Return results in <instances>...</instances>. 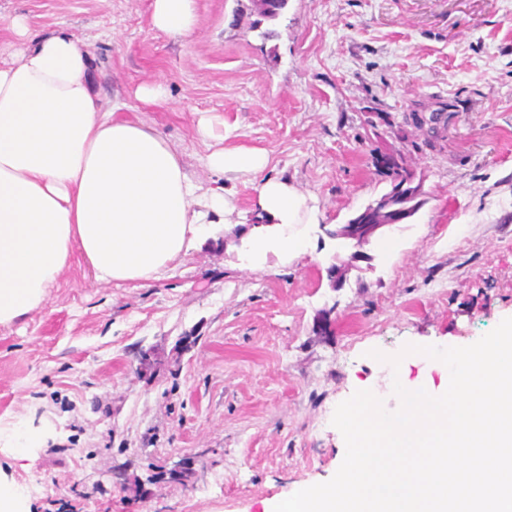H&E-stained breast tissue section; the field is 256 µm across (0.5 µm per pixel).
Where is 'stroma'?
<instances>
[{"instance_id":"1","label":"stroma","mask_w":512,"mask_h":512,"mask_svg":"<svg viewBox=\"0 0 512 512\" xmlns=\"http://www.w3.org/2000/svg\"><path fill=\"white\" fill-rule=\"evenodd\" d=\"M151 3L0 0V47L16 14L76 35L104 106L158 129L202 189L252 216L254 185L206 166L207 113L320 222L262 271L231 252L234 224L149 281H98L76 254L42 308L1 325L0 417L52 429L27 459L0 455L30 512H266L337 472L338 404L370 388L393 410L394 376L439 378L371 350L465 346L512 317V0H288L269 38L250 0H195L187 36L157 30ZM156 79L164 103L138 100ZM385 156L426 203L355 262L326 231L390 190Z\"/></svg>"}]
</instances>
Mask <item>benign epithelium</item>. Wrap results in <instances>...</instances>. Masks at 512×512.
<instances>
[{
  "instance_id": "benign-epithelium-1",
  "label": "benign epithelium",
  "mask_w": 512,
  "mask_h": 512,
  "mask_svg": "<svg viewBox=\"0 0 512 512\" xmlns=\"http://www.w3.org/2000/svg\"><path fill=\"white\" fill-rule=\"evenodd\" d=\"M421 201L420 186L412 177L404 176L389 192L358 210L347 223L334 230L327 229L325 233L362 246L385 230L407 223L416 214Z\"/></svg>"
}]
</instances>
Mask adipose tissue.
I'll return each mask as SVG.
<instances>
[{
    "mask_svg": "<svg viewBox=\"0 0 512 512\" xmlns=\"http://www.w3.org/2000/svg\"><path fill=\"white\" fill-rule=\"evenodd\" d=\"M194 0H152V22L171 35L194 31ZM12 62H0V325L42 307L80 253L106 282L157 278L214 224H239L225 189L200 193L175 147L158 131L104 111L87 44L71 34L30 41L26 16L8 20ZM217 173L257 181L256 224L237 248L250 269L306 253L314 200L266 174L257 148L218 147ZM45 422L0 419V452L18 459L42 447Z\"/></svg>",
    "mask_w": 512,
    "mask_h": 512,
    "instance_id": "1",
    "label": "adipose tissue"
}]
</instances>
